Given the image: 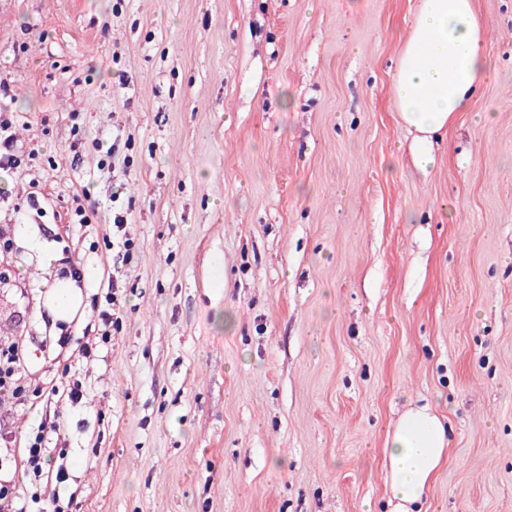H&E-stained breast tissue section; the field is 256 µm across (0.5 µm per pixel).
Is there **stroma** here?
<instances>
[{
  "mask_svg": "<svg viewBox=\"0 0 512 512\" xmlns=\"http://www.w3.org/2000/svg\"><path fill=\"white\" fill-rule=\"evenodd\" d=\"M418 2L0 0V340L31 392L0 403V479L30 512H384L425 403L426 512H512V0H473L489 72L426 174L393 90ZM63 375L79 403L44 398ZM44 419L60 485L14 463ZM10 97L9 89L0 84V169L5 167L12 168L18 163H21V159L17 154L14 153V144L10 129L12 128L11 112H6L2 109V100ZM119 271L112 272V278L108 281V291L106 295V302L108 305H111L109 310H103L100 313L101 321L103 324V330L101 333V340L105 344L106 342L111 341L112 331H117L119 328V317L115 316L116 314L113 312L112 306L116 305L117 292L119 288H122L119 278ZM115 316V317H114ZM44 305L60 320H71L81 305V291L67 281H58L44 292ZM448 430L428 406L410 408L388 435L385 483L389 512H425L424 503L438 472L448 462Z\"/></svg>",
  "mask_w": 512,
  "mask_h": 512,
  "instance_id": "stroma-1",
  "label": "stroma"
}]
</instances>
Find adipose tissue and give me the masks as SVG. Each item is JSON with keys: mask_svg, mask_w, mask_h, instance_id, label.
Listing matches in <instances>:
<instances>
[{"mask_svg": "<svg viewBox=\"0 0 512 512\" xmlns=\"http://www.w3.org/2000/svg\"><path fill=\"white\" fill-rule=\"evenodd\" d=\"M487 74L473 0H420L394 86L397 111L413 134L414 160L422 171L434 166V139L469 108ZM448 453V431L436 413L421 406L403 414L384 448L391 512H422Z\"/></svg>", "mask_w": 512, "mask_h": 512, "instance_id": "adipose-tissue-1", "label": "adipose tissue"}]
</instances>
